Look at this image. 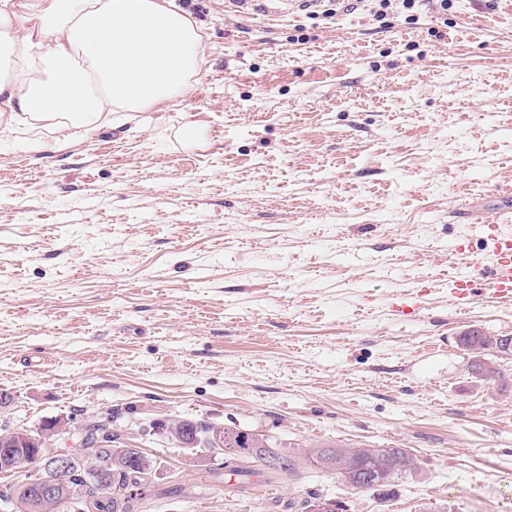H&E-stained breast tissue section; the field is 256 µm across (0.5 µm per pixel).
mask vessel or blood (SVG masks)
<instances>
[{
    "instance_id": "obj_1",
    "label": "vessel or blood",
    "mask_w": 512,
    "mask_h": 512,
    "mask_svg": "<svg viewBox=\"0 0 512 512\" xmlns=\"http://www.w3.org/2000/svg\"><path fill=\"white\" fill-rule=\"evenodd\" d=\"M497 220L487 222L485 230L492 243L491 262L459 270L448 279L453 300L459 301L483 291L499 299L512 300V232L502 231L501 222L512 220V209H498Z\"/></svg>"
}]
</instances>
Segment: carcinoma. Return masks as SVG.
<instances>
[{
  "mask_svg": "<svg viewBox=\"0 0 512 512\" xmlns=\"http://www.w3.org/2000/svg\"><path fill=\"white\" fill-rule=\"evenodd\" d=\"M476 344L480 352L469 354L472 374L482 381L496 380L501 371L491 357H511L512 342L479 331ZM173 422L191 437L202 435L207 427L204 419L178 417ZM83 424L88 438L102 442L92 452L111 462L107 474L109 482L122 486L132 480L133 471L129 465L133 450L125 447L122 434H103L101 418L94 415L83 418ZM224 446L229 450L225 471L239 477L245 484L251 483L253 477L264 476L297 483L302 480L306 469L315 467L333 472L356 492L375 491L386 498L392 493L394 483L414 466L413 456L405 448H374L364 444L350 448H309L306 450L308 460L301 462L297 457L285 454L283 458L288 460V464L272 472L265 468L264 462L267 456L280 454L275 437L269 435L259 444L247 434V428L235 423L224 427ZM92 471L93 467L88 465L85 455L77 454L69 476L71 489L57 495L50 512H88L84 502L75 499L77 493L91 500L94 512H137L133 501H119L111 492L104 490ZM40 484L41 480L33 474L13 483L1 482L0 508L5 512H24L27 501L38 496Z\"/></svg>",
  "mask_w": 512,
  "mask_h": 512,
  "instance_id": "carcinoma-1",
  "label": "carcinoma"
}]
</instances>
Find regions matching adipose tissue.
Segmentation results:
<instances>
[{
    "instance_id": "1",
    "label": "adipose tissue",
    "mask_w": 512,
    "mask_h": 512,
    "mask_svg": "<svg viewBox=\"0 0 512 512\" xmlns=\"http://www.w3.org/2000/svg\"><path fill=\"white\" fill-rule=\"evenodd\" d=\"M203 47L177 0H0V132L62 135L177 100Z\"/></svg>"
}]
</instances>
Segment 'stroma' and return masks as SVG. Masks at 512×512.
Returning <instances> with one entry per match:
<instances>
[{"instance_id": "obj_1", "label": "stroma", "mask_w": 512, "mask_h": 512, "mask_svg": "<svg viewBox=\"0 0 512 512\" xmlns=\"http://www.w3.org/2000/svg\"><path fill=\"white\" fill-rule=\"evenodd\" d=\"M204 59L180 99L67 141L0 136L1 418L195 417L294 453L405 448L393 498L309 469L239 489L161 435L150 512H512V360L472 378L464 331L512 301L448 295L512 207V0H178ZM204 138L189 145L187 127ZM306 496L300 500V502L297 504L295 501L292 503H289L292 507H299L301 509V512H306V508L308 504L311 502V500H316L318 498H322L317 492L315 491H306ZM341 508H343V504L340 503V501H337L335 499H321L318 501H315L312 506L307 508V511L311 512H340Z\"/></svg>"}]
</instances>
